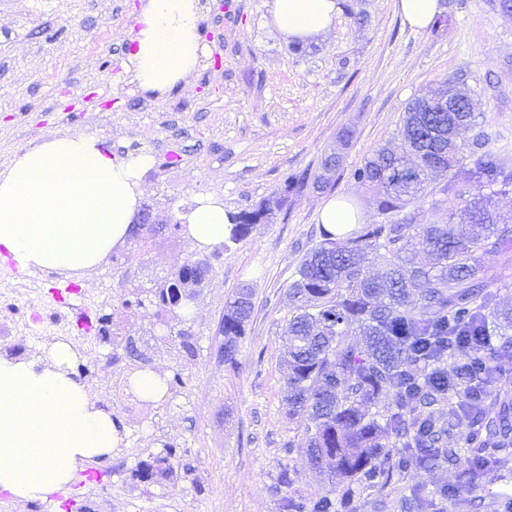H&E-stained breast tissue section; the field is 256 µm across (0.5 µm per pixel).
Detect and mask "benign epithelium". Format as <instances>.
Listing matches in <instances>:
<instances>
[{"instance_id":"obj_1","label":"benign epithelium","mask_w":512,"mask_h":512,"mask_svg":"<svg viewBox=\"0 0 512 512\" xmlns=\"http://www.w3.org/2000/svg\"><path fill=\"white\" fill-rule=\"evenodd\" d=\"M211 271V257L195 256L171 273L169 277L151 287L139 301L134 303L128 300L125 305L143 306L149 303L157 308L166 306L173 309L184 301L190 303L196 298L194 289L205 287Z\"/></svg>"}]
</instances>
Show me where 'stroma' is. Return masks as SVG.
<instances>
[{
  "instance_id": "stroma-1",
  "label": "stroma",
  "mask_w": 512,
  "mask_h": 512,
  "mask_svg": "<svg viewBox=\"0 0 512 512\" xmlns=\"http://www.w3.org/2000/svg\"><path fill=\"white\" fill-rule=\"evenodd\" d=\"M447 23L417 30L397 0H339L340 11L305 52L277 30L263 0H200V33L209 34L187 84L163 93L141 89L124 60L111 74L140 0H0V168L23 148L67 130L93 134L118 153L143 150L154 164L140 200L159 221L137 230L80 289L91 317L121 322L134 346L113 347L71 328L69 342L99 400L124 436L117 455L100 460L99 478L79 479L53 502L18 510L0 493V512H281L279 480L305 502L329 485L309 465L305 436L288 418L284 352L292 302L288 283L319 238L317 209L332 197L357 201L369 223L377 202L351 173L393 141L406 105L445 81L469 89L486 131L512 140V13L497 0H439ZM353 137L327 189H307L271 222L221 249L195 312L175 322L177 337L154 339L155 309L123 302L131 287L164 280L194 253L175 230L194 200L217 196L227 212L256 208L287 174L319 170L343 130ZM63 276L29 271L18 289L36 288L42 323L28 331L19 314L0 311V353L37 355L51 321L65 308L51 289ZM254 311L235 364L224 361V306L243 284ZM111 362L107 373L93 364ZM145 366L182 382L161 403L119 392ZM174 451L173 476L143 482L142 462ZM458 465L410 466L384 490L357 491L354 512H404L421 491L420 512H512L497 499L512 489V452L488 478L461 484Z\"/></svg>"
}]
</instances>
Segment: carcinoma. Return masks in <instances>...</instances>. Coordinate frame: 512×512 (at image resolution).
<instances>
[{
    "instance_id": "1",
    "label": "carcinoma",
    "mask_w": 512,
    "mask_h": 512,
    "mask_svg": "<svg viewBox=\"0 0 512 512\" xmlns=\"http://www.w3.org/2000/svg\"><path fill=\"white\" fill-rule=\"evenodd\" d=\"M445 97L457 94L430 87L409 102L398 149L381 147L352 172L381 213L403 217L334 233L320 226L288 285V418L303 428L309 464L337 475L342 488L307 505L286 496L282 512H342L357 488L383 489L416 459L453 466L457 437L471 456L458 474L467 484L489 469L493 452L512 448V400L490 389L512 356V304L491 290L498 280L481 263L512 243V213L496 201L512 193V169L488 132L462 139L477 127L474 113L448 111ZM310 186L325 183L307 171L287 176L256 209L232 214L229 240L247 238L266 212ZM430 195L454 204L442 223L419 224ZM421 250L431 265L417 263ZM377 261L382 272L371 276ZM253 309L247 284L225 305L224 360L235 359Z\"/></svg>"
}]
</instances>
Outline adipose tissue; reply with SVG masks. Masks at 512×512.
<instances>
[{
	"instance_id": "1",
	"label": "adipose tissue",
	"mask_w": 512,
	"mask_h": 512,
	"mask_svg": "<svg viewBox=\"0 0 512 512\" xmlns=\"http://www.w3.org/2000/svg\"><path fill=\"white\" fill-rule=\"evenodd\" d=\"M278 31L309 41L326 32L338 0H264ZM130 30L139 85L165 91L193 72L202 48L196 0H145ZM154 160L117 154L99 137L73 133L26 148L0 169V252L26 269L83 277L133 237L139 185ZM185 233L207 252L221 248L230 217L220 198L196 199ZM78 354L63 341L40 361L0 353V492L17 503L49 501L123 441L120 429L79 378Z\"/></svg>"
}]
</instances>
